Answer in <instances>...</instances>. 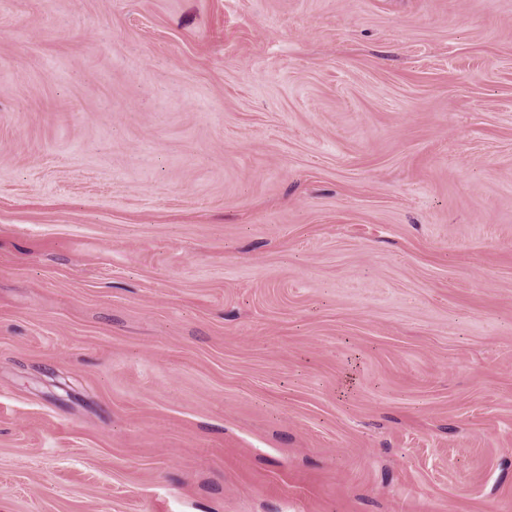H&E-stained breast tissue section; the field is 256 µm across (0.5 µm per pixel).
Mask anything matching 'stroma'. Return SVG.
I'll return each instance as SVG.
<instances>
[{
  "instance_id": "obj_1",
  "label": "stroma",
  "mask_w": 512,
  "mask_h": 512,
  "mask_svg": "<svg viewBox=\"0 0 512 512\" xmlns=\"http://www.w3.org/2000/svg\"><path fill=\"white\" fill-rule=\"evenodd\" d=\"M0 512H512V0H0Z\"/></svg>"
}]
</instances>
